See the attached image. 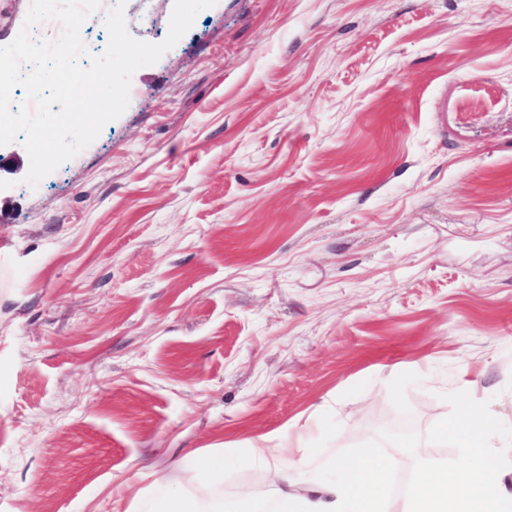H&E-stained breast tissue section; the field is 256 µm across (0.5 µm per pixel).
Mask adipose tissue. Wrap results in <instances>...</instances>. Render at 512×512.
Listing matches in <instances>:
<instances>
[{"label": "adipose tissue", "instance_id": "ef3b65f1", "mask_svg": "<svg viewBox=\"0 0 512 512\" xmlns=\"http://www.w3.org/2000/svg\"><path fill=\"white\" fill-rule=\"evenodd\" d=\"M278 447H251L253 456L271 457L269 478L277 497V512H384L395 490L394 476L384 459L372 449L359 451L351 460L336 461L337 479L321 482L314 497L299 494L304 473L289 456L287 434Z\"/></svg>", "mask_w": 512, "mask_h": 512}]
</instances>
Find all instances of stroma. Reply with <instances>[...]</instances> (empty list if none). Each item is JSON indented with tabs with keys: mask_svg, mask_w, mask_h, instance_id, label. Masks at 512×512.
Instances as JSON below:
<instances>
[{
	"mask_svg": "<svg viewBox=\"0 0 512 512\" xmlns=\"http://www.w3.org/2000/svg\"><path fill=\"white\" fill-rule=\"evenodd\" d=\"M174 0H127L158 43ZM0 146V512L225 503L464 390L512 427V0H218L44 177ZM219 449L224 478L170 465ZM140 470H145L153 477V485L160 488L165 498L163 503L157 507L155 512H222L223 505L209 507L195 497L183 493H171L166 491L169 483L168 474L156 468L154 464H141Z\"/></svg>",
	"mask_w": 512,
	"mask_h": 512,
	"instance_id": "35a3bbf8",
	"label": "stroma"
}]
</instances>
